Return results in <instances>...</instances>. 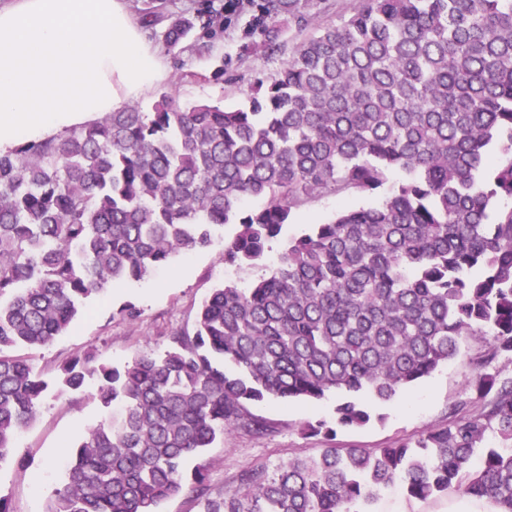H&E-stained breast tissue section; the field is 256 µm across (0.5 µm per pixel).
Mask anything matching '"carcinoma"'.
<instances>
[{
    "instance_id": "1",
    "label": "carcinoma",
    "mask_w": 512,
    "mask_h": 512,
    "mask_svg": "<svg viewBox=\"0 0 512 512\" xmlns=\"http://www.w3.org/2000/svg\"><path fill=\"white\" fill-rule=\"evenodd\" d=\"M320 0H142L169 48L252 8L278 48ZM359 195L367 207L282 240L293 209ZM251 198L264 205L250 207ZM235 225L224 264L275 265L248 287L221 284L192 330L159 357L123 366L88 350L45 377L19 350L65 335L84 301L139 282ZM477 340L476 397L448 422L389 448H338L339 429ZM512 0H353L348 16L304 37L247 101L226 109L162 96L57 138L0 154V462L51 386L96 381L107 421L86 429L46 512H158L180 494L201 512H369L401 486L426 499L457 491L512 512ZM336 394L335 420L309 425L327 446L270 473L241 470L213 498L207 467L185 475L224 433L274 427L269 398ZM502 446L478 466L487 431Z\"/></svg>"
}]
</instances>
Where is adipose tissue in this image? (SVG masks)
Here are the masks:
<instances>
[{
    "instance_id": "ef3b65f1",
    "label": "adipose tissue",
    "mask_w": 512,
    "mask_h": 512,
    "mask_svg": "<svg viewBox=\"0 0 512 512\" xmlns=\"http://www.w3.org/2000/svg\"><path fill=\"white\" fill-rule=\"evenodd\" d=\"M129 0H0V152L56 137L162 86Z\"/></svg>"
}]
</instances>
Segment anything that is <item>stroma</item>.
<instances>
[{"label": "stroma", "instance_id": "1", "mask_svg": "<svg viewBox=\"0 0 512 512\" xmlns=\"http://www.w3.org/2000/svg\"><path fill=\"white\" fill-rule=\"evenodd\" d=\"M250 19V11H243L210 49L164 50L168 79L160 91L140 99L143 110H150L163 92L184 102L202 99L221 100L228 106L243 104L254 79L275 73L301 39L294 27L286 25L277 51H248L253 41L247 33ZM233 233L230 224L217 229L209 247L177 257L145 280L86 300L67 334L50 347L34 351L37 369L52 373L68 355L89 349L99 361L116 366L138 354H164L171 331L191 327L195 310L210 288L222 283L243 288L263 274L260 266L238 269L225 265L224 244ZM127 302L140 310L139 320L121 319L118 309ZM476 349L473 342L463 343L459 354L431 378L401 392L392 402L373 404L375 421L338 430L337 447L384 448L446 423L455 404L475 395L471 359ZM335 405L336 398L331 395L314 404L270 400L254 407V414L273 423L276 432L258 438L233 430L206 449L204 460L212 494L234 489L236 476L244 468L272 470L294 458L318 455L323 439L307 436L305 428L317 420H332ZM108 417L91 391L76 395L48 391L33 422L18 434L11 454L0 462V497L8 501L11 512H45L64 482L79 433ZM451 501L448 495L415 499L395 486L382 491L372 509L448 512Z\"/></svg>", "mask_w": 512, "mask_h": 512}]
</instances>
